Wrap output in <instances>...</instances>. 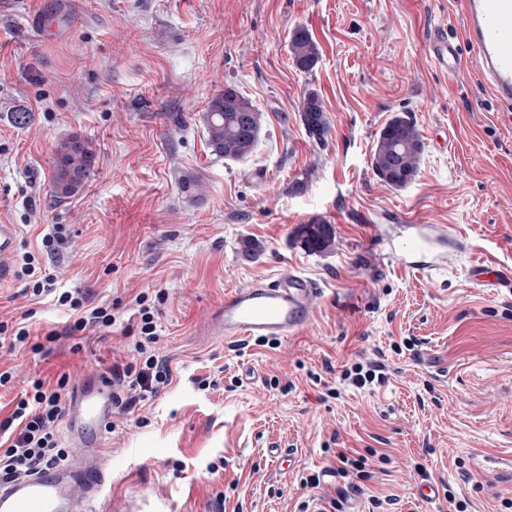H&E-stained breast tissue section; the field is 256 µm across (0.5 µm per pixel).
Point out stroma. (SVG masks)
Masks as SVG:
<instances>
[{
    "label": "stroma",
    "mask_w": 512,
    "mask_h": 512,
    "mask_svg": "<svg viewBox=\"0 0 512 512\" xmlns=\"http://www.w3.org/2000/svg\"><path fill=\"white\" fill-rule=\"evenodd\" d=\"M32 12L57 16L58 30L35 39ZM436 26L457 34L449 0H0V223L17 225L22 251L62 227L47 273L117 303L121 324L65 336V310L30 305L16 277L1 283L0 319L35 308L46 352L0 338V368L13 373L0 422L32 379L64 376L72 391L136 361L134 298L167 292L159 348L173 381L113 415L98 512H298L304 501L317 512L347 490L339 453L369 448L389 462L362 483V502L446 512L444 498L420 500L421 463L468 512H512V292L467 275L474 262L512 269V109L473 66L450 79L428 64ZM300 27L319 48L310 72L289 51ZM229 86L264 115L241 161L211 156L206 141L204 114ZM308 90L327 109L322 142L301 121ZM399 112L425 136L446 127L452 147L425 145L415 180L396 190L371 157ZM68 137L92 141L96 163L59 198L56 148ZM188 179L199 190H185ZM404 211L453 225L467 251L432 275L404 269L388 256ZM315 220L336 232L331 253L299 242ZM246 238L262 246L256 259L241 255ZM288 268L323 288L307 331L272 348L215 335L225 291ZM368 358L386 364L388 382L341 386ZM326 469V482L304 487Z\"/></svg>",
    "instance_id": "obj_1"
}]
</instances>
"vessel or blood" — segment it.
<instances>
[{
  "instance_id": "1",
  "label": "vessel or blood",
  "mask_w": 512,
  "mask_h": 512,
  "mask_svg": "<svg viewBox=\"0 0 512 512\" xmlns=\"http://www.w3.org/2000/svg\"><path fill=\"white\" fill-rule=\"evenodd\" d=\"M460 36L435 28L426 40L431 66L456 75L460 48L474 52L477 73L491 96L512 107V0H457ZM406 231L394 253L404 268L431 274L444 270V247L459 249L461 240L447 224H421L405 218ZM18 248L16 225L0 224V282L7 279ZM472 280L490 288H512V272L479 264ZM319 282L288 270L258 278L246 288L224 294V306L215 317L216 331L228 341L239 339L286 340L302 334L315 319L313 299ZM111 378L90 377L76 389L66 417L67 436L84 448L78 458L12 481L0 480V512H91L104 483L100 450L103 430L112 415Z\"/></svg>"
}]
</instances>
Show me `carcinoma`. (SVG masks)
I'll return each mask as SVG.
<instances>
[{
  "label": "carcinoma",
  "mask_w": 512,
  "mask_h": 512,
  "mask_svg": "<svg viewBox=\"0 0 512 512\" xmlns=\"http://www.w3.org/2000/svg\"><path fill=\"white\" fill-rule=\"evenodd\" d=\"M289 50L295 65L312 70L319 59L317 47L303 28L292 32ZM301 118L309 135L318 141L328 134V120L319 95L308 91L300 101ZM204 122L208 145L215 158L241 159L255 149L263 128V115L252 101L234 88L210 102ZM424 151L422 135L409 114H398L380 130L371 166L381 182L391 188H404L415 178ZM95 147L78 138L61 141L55 160L53 190L57 197L75 194L93 171ZM297 236L304 248L327 253L334 246L332 225L303 224Z\"/></svg>",
  "instance_id": "carcinoma-1"
}]
</instances>
